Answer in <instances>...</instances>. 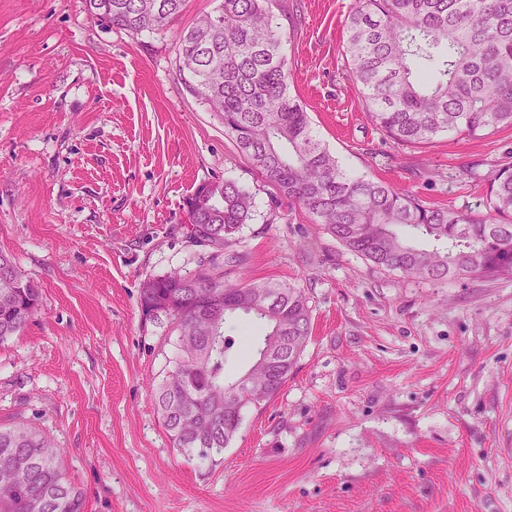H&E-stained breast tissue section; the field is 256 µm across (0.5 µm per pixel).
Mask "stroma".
Returning <instances> with one entry per match:
<instances>
[{
    "mask_svg": "<svg viewBox=\"0 0 512 512\" xmlns=\"http://www.w3.org/2000/svg\"><path fill=\"white\" fill-rule=\"evenodd\" d=\"M290 87L340 166L427 203L481 211L512 167V128L392 142L357 107L343 54L355 0H289ZM128 32L85 0H0V251L41 288L0 345V425L62 448L85 512H512V277H401L347 251L239 151L190 94L178 35ZM231 180L252 195L231 281L302 289L311 336L269 402L242 411L222 454L172 448L153 394L175 355L139 289L204 249L186 199ZM228 377L264 331L234 320Z\"/></svg>",
    "mask_w": 512,
    "mask_h": 512,
    "instance_id": "stroma-1",
    "label": "stroma"
}]
</instances>
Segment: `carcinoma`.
<instances>
[{"mask_svg":"<svg viewBox=\"0 0 512 512\" xmlns=\"http://www.w3.org/2000/svg\"><path fill=\"white\" fill-rule=\"evenodd\" d=\"M85 2L94 16L133 33L165 29L185 5ZM276 10L288 16V5L275 0H218L178 36L190 90L265 180L376 268L434 282L512 275V168L491 179L484 212L431 206L349 175L290 93ZM345 28L358 106L394 142L425 145L448 132L478 137L512 127V0H356ZM186 209V237L208 246V261L145 281L138 300L175 336L176 357L154 394L168 438L187 455L211 458L233 439L243 409L272 400L287 382L308 342L311 310L290 285L226 283L228 268L246 260L227 248L251 219L249 193L230 180L203 183ZM39 299L38 285L0 252V343L20 334ZM238 315L265 334L244 372L228 380L235 341L226 327ZM63 453L24 420L0 426V512H84Z\"/></svg>","mask_w":512,"mask_h":512,"instance_id":"carcinoma-1","label":"carcinoma"}]
</instances>
